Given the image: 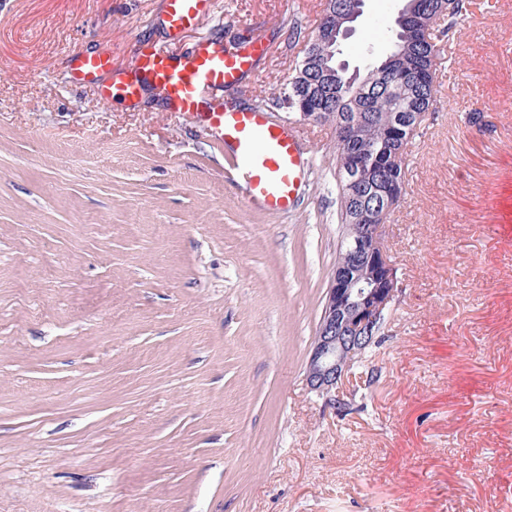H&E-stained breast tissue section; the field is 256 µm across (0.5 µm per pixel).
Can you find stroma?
I'll list each match as a JSON object with an SVG mask.
<instances>
[{"mask_svg": "<svg viewBox=\"0 0 512 512\" xmlns=\"http://www.w3.org/2000/svg\"><path fill=\"white\" fill-rule=\"evenodd\" d=\"M384 228L402 291L336 410L304 375L341 229L335 129L299 120L311 184L251 209L162 111L64 80L72 51L271 46L278 107L325 0H0V512H512V0H463ZM403 0L342 45L385 56ZM211 0H163L162 22L169 32L181 33L194 27Z\"/></svg>", "mask_w": 512, "mask_h": 512, "instance_id": "1", "label": "stroma"}]
</instances>
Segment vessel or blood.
<instances>
[{
    "instance_id": "b4317fda",
    "label": "vessel or blood",
    "mask_w": 512,
    "mask_h": 512,
    "mask_svg": "<svg viewBox=\"0 0 512 512\" xmlns=\"http://www.w3.org/2000/svg\"><path fill=\"white\" fill-rule=\"evenodd\" d=\"M211 0H163L162 22L171 32L194 27ZM267 47L251 41L237 48L204 38L190 51L173 54L143 44L136 64L113 68L103 53L71 56L74 83L95 86L100 99L136 105L146 92H157L166 111L203 127L228 164L231 178L247 203L261 211L285 214L304 199L310 161L294 123L277 121L258 107L230 98Z\"/></svg>"
}]
</instances>
